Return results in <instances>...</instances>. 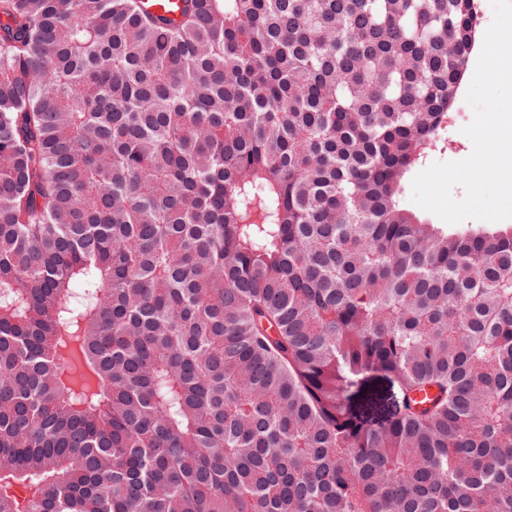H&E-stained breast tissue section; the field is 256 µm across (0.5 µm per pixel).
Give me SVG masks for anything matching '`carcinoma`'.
Segmentation results:
<instances>
[{"instance_id": "carcinoma-1", "label": "carcinoma", "mask_w": 512, "mask_h": 512, "mask_svg": "<svg viewBox=\"0 0 512 512\" xmlns=\"http://www.w3.org/2000/svg\"><path fill=\"white\" fill-rule=\"evenodd\" d=\"M472 2L0 0V512H512ZM485 4V12H486V23L481 28L478 43L476 50L472 54L469 64L468 70L465 77L464 88L461 93L458 95L454 107V110L457 113L456 121L454 123L448 124V129L446 130L441 142L437 147H432V150L427 154L426 160L423 162L421 166L412 171L407 180V188L404 196V205L411 212L417 214L420 217H423L430 222V224H445L448 226V231H453L459 229L461 227L467 226H480L485 224H493L499 227H511L512 226V218L504 219L500 221H486L480 219H465L461 222L455 224H448L444 222L442 219L437 217L435 214L428 212L418 206L411 200L412 193V181L415 176L426 169L433 162H448V161H460L467 158L473 149L471 140L461 132V129L468 125L473 119V110L466 102V94L472 80V77L475 72L476 64L478 57L480 55L482 49V37L484 32L488 29L493 20V10L490 5V0H483ZM482 0H477L474 9H473V22L477 26H481L484 22V4Z\"/></svg>"}]
</instances>
